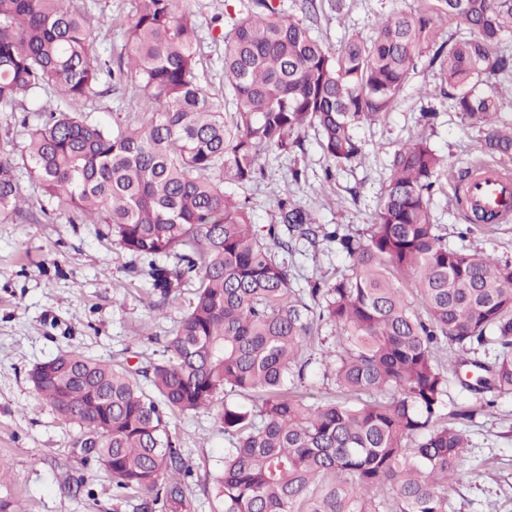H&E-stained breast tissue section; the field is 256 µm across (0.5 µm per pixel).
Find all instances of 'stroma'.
Segmentation results:
<instances>
[{"label":"stroma","instance_id":"1","mask_svg":"<svg viewBox=\"0 0 512 512\" xmlns=\"http://www.w3.org/2000/svg\"><path fill=\"white\" fill-rule=\"evenodd\" d=\"M132 3L76 0L110 25L112 36L101 52L113 67L128 53L125 29ZM420 5L421 0H345L342 13L323 10L310 25L335 49L351 34L370 37L381 18ZM191 8L201 39L200 79L225 111H233L224 94L222 36L245 10L240 0H192ZM428 62L419 59L385 120L357 128L365 147L358 163L326 178L327 161L308 129L299 134L301 147L267 151L261 174L245 185L225 184V193L244 201L259 226L279 223L276 202L287 198L314 211L319 223L355 231L373 223L395 151L422 136L445 162L431 199V223L441 226L449 247L512 265V220L471 223L456 201L464 193L462 171L481 165L512 171V157L483 154L480 133L454 112ZM426 83L433 85L432 95L421 93ZM85 109L105 123H121L136 111V95L128 83L103 85ZM295 169L301 173L297 182L291 177ZM46 209L33 221L0 224V512H133L137 497H114L112 478L74 448L78 427L57 416L34 390L28 372L71 349L111 360L124 359L129 349L159 358L192 296L182 291L163 312L153 311L147 278L133 273L134 257L114 243L106 225L83 222L52 202ZM287 261L301 282L333 278L349 266L324 243L298 245ZM169 428L193 469L190 512H218L211 478L228 446L222 428L207 413L171 416ZM464 429L470 441L465 474L448 490L449 512H512V396L500 398L492 415L477 416Z\"/></svg>","mask_w":512,"mask_h":512}]
</instances>
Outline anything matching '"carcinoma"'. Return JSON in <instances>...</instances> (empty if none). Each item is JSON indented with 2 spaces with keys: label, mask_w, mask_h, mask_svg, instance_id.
Wrapping results in <instances>:
<instances>
[{
  "label": "carcinoma",
  "mask_w": 512,
  "mask_h": 512,
  "mask_svg": "<svg viewBox=\"0 0 512 512\" xmlns=\"http://www.w3.org/2000/svg\"><path fill=\"white\" fill-rule=\"evenodd\" d=\"M447 25L457 31L440 42ZM109 32L71 0H0V112L54 96L40 123L19 120L22 163L0 157V221L33 215L22 168L141 261L151 308L188 284L194 297L166 357L133 367L65 351L32 368L37 393L80 427V446L120 496L138 495L140 512H187L192 468L168 419L199 412L229 441L212 479L222 512H448L469 447L460 424L512 395V266L448 247L430 222L443 160L422 138L402 144L375 222L355 233L285 198L281 223L263 233L224 180L253 181L265 151L288 150L307 128L326 178L361 160L355 129L393 111L424 49L485 152L511 156L512 124L499 114L512 88L503 94L499 76L512 74V51L499 44L512 0H422L334 51L274 0H252L224 35L234 112L199 81L194 14L177 0H134L115 70L96 53ZM107 79L132 84L141 102L114 127L78 109ZM295 240L335 247L350 274L294 286L277 254ZM170 255L175 265L158 263ZM323 324L340 332L321 353L336 394L309 404L300 387ZM489 346L492 357H470ZM450 374L475 401L447 413Z\"/></svg>",
  "instance_id": "cac0c4a2"
}]
</instances>
